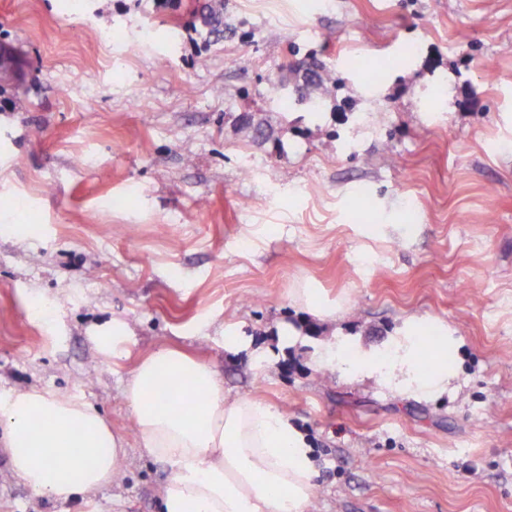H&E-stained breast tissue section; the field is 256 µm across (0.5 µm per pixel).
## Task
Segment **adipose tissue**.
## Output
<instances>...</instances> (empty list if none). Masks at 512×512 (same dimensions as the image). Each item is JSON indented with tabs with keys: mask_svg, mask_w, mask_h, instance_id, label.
I'll return each mask as SVG.
<instances>
[{
	"mask_svg": "<svg viewBox=\"0 0 512 512\" xmlns=\"http://www.w3.org/2000/svg\"><path fill=\"white\" fill-rule=\"evenodd\" d=\"M356 369L412 394L447 391L448 367L424 372L416 347L358 356ZM123 395L144 455L171 464L159 512H306L314 493L313 448L283 412L250 397L229 398L216 368L164 346L140 358ZM0 440L11 470L60 500L98 491L127 454L90 404L30 389L0 397Z\"/></svg>",
	"mask_w": 512,
	"mask_h": 512,
	"instance_id": "adipose-tissue-1",
	"label": "adipose tissue"
}]
</instances>
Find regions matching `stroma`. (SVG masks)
<instances>
[{
	"instance_id": "1",
	"label": "stroma",
	"mask_w": 512,
	"mask_h": 512,
	"mask_svg": "<svg viewBox=\"0 0 512 512\" xmlns=\"http://www.w3.org/2000/svg\"><path fill=\"white\" fill-rule=\"evenodd\" d=\"M226 13L237 35L208 46L173 36L190 15L169 0H0L20 60L0 87V395L84 400L128 451L72 501L0 452V512H158L172 467L142 455L123 387L162 346L310 436L307 512H512V0ZM311 52L337 81L284 123L274 85ZM389 57L402 66L379 76ZM296 320L309 333L279 346ZM116 322L119 357L98 343ZM412 322L446 339L452 392L322 361Z\"/></svg>"
}]
</instances>
